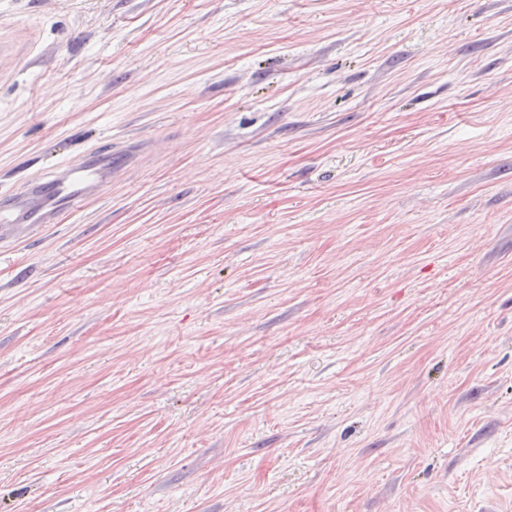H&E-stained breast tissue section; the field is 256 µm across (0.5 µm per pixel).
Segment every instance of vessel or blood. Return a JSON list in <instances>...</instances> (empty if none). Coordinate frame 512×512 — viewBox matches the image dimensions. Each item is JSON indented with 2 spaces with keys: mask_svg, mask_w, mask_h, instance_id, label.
Listing matches in <instances>:
<instances>
[{
  "mask_svg": "<svg viewBox=\"0 0 512 512\" xmlns=\"http://www.w3.org/2000/svg\"><path fill=\"white\" fill-rule=\"evenodd\" d=\"M147 149L134 142L113 150L91 151L0 195V244L28 237L46 224L64 223L69 214L108 190Z\"/></svg>",
  "mask_w": 512,
  "mask_h": 512,
  "instance_id": "b4317fda",
  "label": "vessel or blood"
}]
</instances>
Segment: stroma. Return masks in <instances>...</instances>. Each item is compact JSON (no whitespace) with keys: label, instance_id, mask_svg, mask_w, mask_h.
<instances>
[{"label":"stroma","instance_id":"stroma-1","mask_svg":"<svg viewBox=\"0 0 512 512\" xmlns=\"http://www.w3.org/2000/svg\"><path fill=\"white\" fill-rule=\"evenodd\" d=\"M0 512H512V0H0ZM148 145L134 142L114 150L90 151L0 195V247L28 237L43 224H62L69 214L108 190L125 169L136 164Z\"/></svg>","mask_w":512,"mask_h":512}]
</instances>
